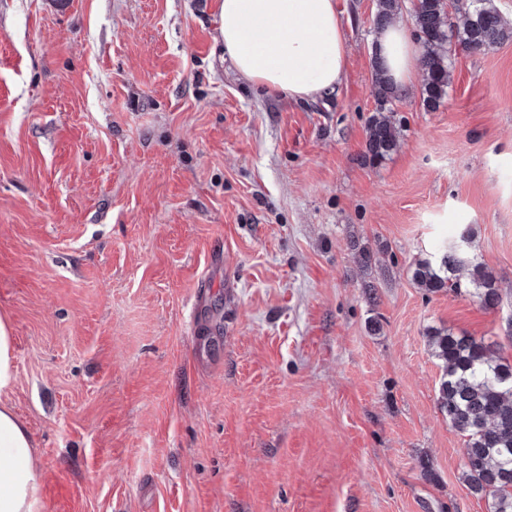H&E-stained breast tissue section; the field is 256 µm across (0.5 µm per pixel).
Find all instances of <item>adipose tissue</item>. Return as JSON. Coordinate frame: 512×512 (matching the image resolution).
<instances>
[{
    "instance_id": "ef3b65f1",
    "label": "adipose tissue",
    "mask_w": 512,
    "mask_h": 512,
    "mask_svg": "<svg viewBox=\"0 0 512 512\" xmlns=\"http://www.w3.org/2000/svg\"><path fill=\"white\" fill-rule=\"evenodd\" d=\"M221 33L243 79L289 99L334 91L347 66L336 0H222ZM375 49L392 82L411 86L421 54L405 23L379 30ZM13 343L0 319V512H42L43 474L31 434L1 401L16 379Z\"/></svg>"
}]
</instances>
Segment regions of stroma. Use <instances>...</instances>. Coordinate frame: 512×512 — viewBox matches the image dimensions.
<instances>
[{"label": "stroma", "instance_id": "35a3bbf8", "mask_svg": "<svg viewBox=\"0 0 512 512\" xmlns=\"http://www.w3.org/2000/svg\"><path fill=\"white\" fill-rule=\"evenodd\" d=\"M0 0V315L43 512H491L427 331L512 362V40L390 105L377 0H336L330 94L224 56L222 0ZM471 227L497 309L417 260ZM373 94L378 108L368 123L366 149L370 159L381 160L396 146L398 132L386 113L391 112L387 105L397 97L396 89L379 65L375 73Z\"/></svg>", "mask_w": 512, "mask_h": 512}]
</instances>
